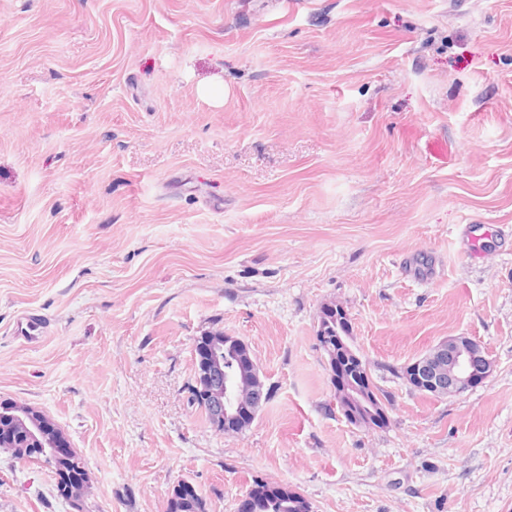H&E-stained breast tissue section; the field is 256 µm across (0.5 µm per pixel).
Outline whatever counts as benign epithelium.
I'll return each instance as SVG.
<instances>
[{
  "mask_svg": "<svg viewBox=\"0 0 512 512\" xmlns=\"http://www.w3.org/2000/svg\"><path fill=\"white\" fill-rule=\"evenodd\" d=\"M339 306L320 307L317 329L320 348L326 356L327 370L334 388L336 403L347 421L353 425L384 424L386 403L368 372L359 366L346 372L343 362L356 358L351 347L336 337L331 341L323 335L327 314ZM196 375L190 385L189 397L202 404L208 412L211 426L223 433H238L254 420L259 406L267 399L264 376L253 360L248 346L234 336H224V342L209 339L196 342ZM492 371V363L484 347L464 336H450L424 355L403 367L406 383L413 389L437 397L455 396L481 383ZM19 422L26 426L28 441L42 445L48 441L41 412L21 403ZM198 496L189 482L179 481L166 501L165 512H179L178 506Z\"/></svg>",
  "mask_w": 512,
  "mask_h": 512,
  "instance_id": "benign-epithelium-1",
  "label": "benign epithelium"
}]
</instances>
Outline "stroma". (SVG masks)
I'll list each match as a JSON object with an SVG mask.
<instances>
[{"label": "stroma", "mask_w": 512, "mask_h": 512, "mask_svg": "<svg viewBox=\"0 0 512 512\" xmlns=\"http://www.w3.org/2000/svg\"><path fill=\"white\" fill-rule=\"evenodd\" d=\"M325 303L386 427L336 405ZM215 330L269 390L240 434L187 402ZM461 334L482 383L400 378ZM1 399L65 431L84 512H512V0H0ZM0 512L71 509L0 450ZM198 491L196 488L189 482L179 481L177 484L173 486L170 495L166 501V512H179L178 506L184 502H189L194 497L198 496ZM201 496V495H200ZM206 501L201 496L200 499L195 501L194 503L188 504L184 506L183 510L180 512H206ZM287 498L284 496H278L276 499L280 502H274L275 498L272 496L258 495L254 498V512H308L298 511L294 505L295 500L304 501L305 499L298 495H289Z\"/></svg>", "instance_id": "obj_1"}]
</instances>
